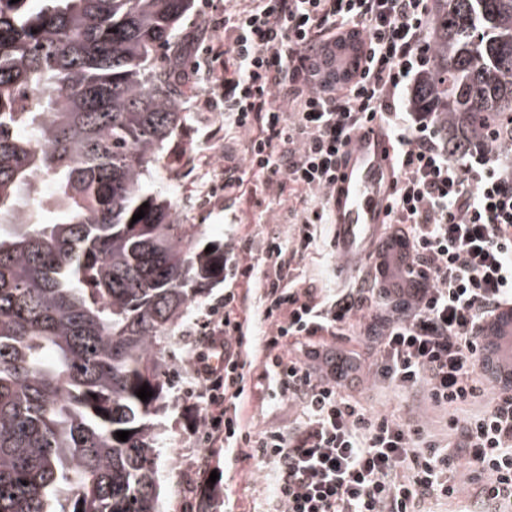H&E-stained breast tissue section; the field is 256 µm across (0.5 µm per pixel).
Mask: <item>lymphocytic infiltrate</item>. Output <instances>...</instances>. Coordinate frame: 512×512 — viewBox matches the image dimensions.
Returning <instances> with one entry per match:
<instances>
[{
	"mask_svg": "<svg viewBox=\"0 0 512 512\" xmlns=\"http://www.w3.org/2000/svg\"><path fill=\"white\" fill-rule=\"evenodd\" d=\"M432 0H224L204 15L212 95L224 133L245 141L227 157L225 197L263 191L288 204L287 233L247 236L224 253L227 285L186 360L202 442L231 464L269 468L280 512H425L470 493L478 512H512V381L482 378L486 328L512 309V127L450 157L442 125L406 96L436 65ZM364 36L363 67L340 87L315 81L336 32ZM387 129L395 179L392 237L418 281L390 299L369 266L339 289L307 280L300 262L329 221V189L353 134ZM260 294L252 341L244 292ZM366 345L373 389L422 393L429 426L381 413L355 396L342 358L327 373L307 362L329 342ZM292 402L288 429L254 430L248 405Z\"/></svg>",
	"mask_w": 512,
	"mask_h": 512,
	"instance_id": "lymphocytic-infiltrate-1",
	"label": "lymphocytic infiltrate"
}]
</instances>
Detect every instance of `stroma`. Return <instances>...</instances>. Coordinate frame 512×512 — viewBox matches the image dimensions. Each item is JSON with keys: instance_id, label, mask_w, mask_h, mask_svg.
Listing matches in <instances>:
<instances>
[{"instance_id": "obj_1", "label": "stroma", "mask_w": 512, "mask_h": 512, "mask_svg": "<svg viewBox=\"0 0 512 512\" xmlns=\"http://www.w3.org/2000/svg\"><path fill=\"white\" fill-rule=\"evenodd\" d=\"M202 0H193L191 11L182 20L178 55L184 66H196L198 76L192 94L186 98L190 117L166 148L159 165L147 178L149 191L161 193L175 206L179 223L195 225L201 244L227 240L236 233L238 221H246L253 242H261L274 232L286 231V210L262 196L261 203L241 212L231 199L204 193L208 184H218L224 168V115L198 112L194 103L207 90L210 60L201 49L208 35L201 26ZM224 293L223 284L205 290L192 303L185 323L171 340L166 359L169 365L170 404L160 416L162 443L159 464V512H273V489L268 469L229 466L224 451L207 452L210 469L216 470V482L198 476L195 461L202 452L193 433L196 417L191 399L185 394L184 366L189 341L201 314Z\"/></svg>"}]
</instances>
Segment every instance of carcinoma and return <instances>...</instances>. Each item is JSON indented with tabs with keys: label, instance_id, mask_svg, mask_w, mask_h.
<instances>
[{
	"label": "carcinoma",
	"instance_id": "carcinoma-1",
	"mask_svg": "<svg viewBox=\"0 0 512 512\" xmlns=\"http://www.w3.org/2000/svg\"><path fill=\"white\" fill-rule=\"evenodd\" d=\"M192 2L0 0V512H159L168 332L224 280V245L142 190L187 120L157 55ZM431 37L412 102L455 157L512 117V0H434Z\"/></svg>",
	"mask_w": 512,
	"mask_h": 512
}]
</instances>
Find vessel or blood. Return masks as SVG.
<instances>
[{"label": "vessel or blood", "instance_id": "vessel-or-blood-1", "mask_svg": "<svg viewBox=\"0 0 512 512\" xmlns=\"http://www.w3.org/2000/svg\"><path fill=\"white\" fill-rule=\"evenodd\" d=\"M392 181L387 133L379 122H370L353 135L330 192L340 276L366 263L384 236Z\"/></svg>", "mask_w": 512, "mask_h": 512}]
</instances>
